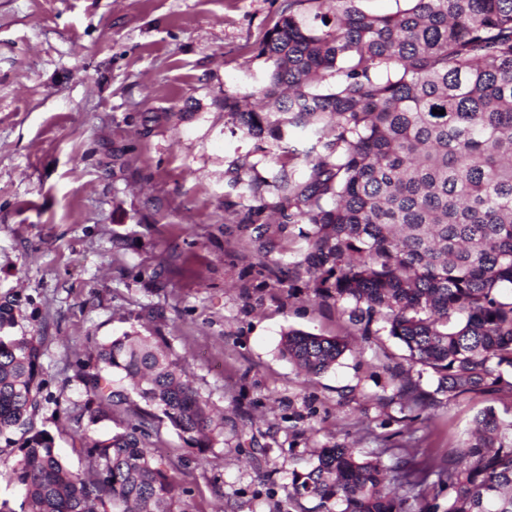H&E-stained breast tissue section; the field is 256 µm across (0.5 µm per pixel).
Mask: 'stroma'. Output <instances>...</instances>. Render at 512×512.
<instances>
[{"label": "stroma", "mask_w": 512, "mask_h": 512, "mask_svg": "<svg viewBox=\"0 0 512 512\" xmlns=\"http://www.w3.org/2000/svg\"><path fill=\"white\" fill-rule=\"evenodd\" d=\"M288 0H0V296L21 295L22 330L44 339L52 394L33 417L67 464L85 469L81 433L123 430L120 410L75 422V377L90 346L123 332L161 336L186 360L201 397L224 416L204 459L167 426L154 454L175 463L188 512H322L288 483L320 449L347 446L391 464V448L446 456L475 415L512 409V394L438 393L384 320L370 339L349 304L314 296L288 270L307 250L279 231L269 137L247 134L216 100L263 101L271 63L257 53ZM123 152V164L112 156ZM260 210L265 240L241 224ZM291 330L347 350L309 376L280 352ZM433 394L410 409L398 376Z\"/></svg>", "instance_id": "stroma-1"}]
</instances>
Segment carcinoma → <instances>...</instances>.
Segmentation results:
<instances>
[{
    "instance_id": "cac0c4a2",
    "label": "carcinoma",
    "mask_w": 512,
    "mask_h": 512,
    "mask_svg": "<svg viewBox=\"0 0 512 512\" xmlns=\"http://www.w3.org/2000/svg\"><path fill=\"white\" fill-rule=\"evenodd\" d=\"M363 0H288L258 55L272 71L264 109L216 101L251 135L279 141L282 128L322 126L331 138L302 152L308 174L281 165L271 184L280 228L306 224L307 252L290 276H309L321 299L350 302L360 336L377 317L410 361L437 376L436 392L512 393V0H407L378 16ZM308 5L304 20L293 6ZM443 110L445 114L433 113ZM16 296L0 298V443L25 490L24 512H187L165 463L148 448L158 420L204 454L224 422L159 336L125 332L77 362L89 398L76 422L110 419L107 408L138 400L137 422L105 438L85 436L82 472L35 430L45 381L43 337L14 333ZM346 344L290 330L281 353L298 369L330 370ZM397 393L422 410L434 399L402 377ZM462 449L421 466L403 450L393 464L355 449L323 448L293 475L288 498L319 499L325 512H412L430 477L448 489L433 512H512V416L488 407Z\"/></svg>"
}]
</instances>
